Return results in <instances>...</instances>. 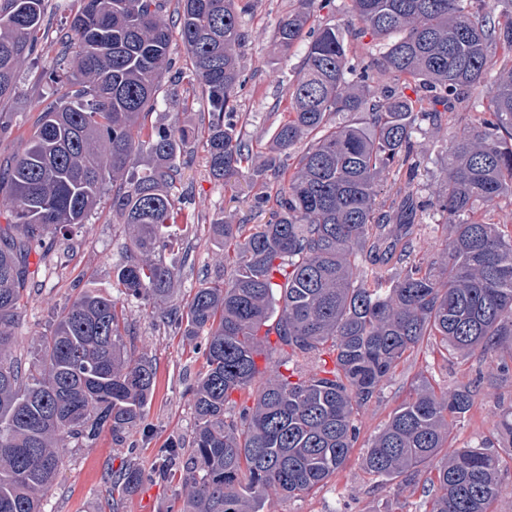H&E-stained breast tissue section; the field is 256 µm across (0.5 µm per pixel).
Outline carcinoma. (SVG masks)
<instances>
[{
  "mask_svg": "<svg viewBox=\"0 0 512 512\" xmlns=\"http://www.w3.org/2000/svg\"><path fill=\"white\" fill-rule=\"evenodd\" d=\"M178 2L191 68L174 79L187 78L207 101L209 173L261 181L253 208L272 220L211 225L231 276L197 289L173 318L181 335L203 334L207 344L191 440L170 445L159 475L178 477L190 512H264L270 494L301 498L345 469L359 410L424 337L452 352H487L512 337V226L493 220L498 202L512 199V56L498 54L512 51V13H495L489 0H347L345 27L315 23L333 0H293L276 43L288 53L309 42L288 81V118L258 161L237 131L250 0ZM166 7L80 0L45 74L59 94L0 164V208L10 213L0 225V512H42L62 466L58 438L107 431L121 442L154 395L156 367L127 355L117 300L94 285L25 364L13 328L29 253L57 228L84 223L109 181L112 212L131 228L115 274L121 293L156 304L170 292L174 267L161 253L181 232L172 188L193 131L140 124L172 68ZM46 11L47 0H0L1 101L37 54ZM492 70L488 111L464 121L462 103ZM345 112L353 120L336 121ZM423 123L449 131L444 186L426 200L412 140ZM142 153L152 164L139 171ZM429 209L453 226L438 261L416 252ZM275 353L274 374L256 384V357ZM254 385L252 404L227 418L232 395ZM476 395L475 384L439 394L421 382L374 437L362 469L406 488L431 462L424 512H492L502 490L496 452L479 445L441 455L451 422ZM143 478L135 462L120 469L107 507Z\"/></svg>",
  "mask_w": 512,
  "mask_h": 512,
  "instance_id": "obj_1",
  "label": "carcinoma"
}]
</instances>
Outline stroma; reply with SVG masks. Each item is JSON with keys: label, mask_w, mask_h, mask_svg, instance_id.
Instances as JSON below:
<instances>
[{"label": "stroma", "mask_w": 512, "mask_h": 512, "mask_svg": "<svg viewBox=\"0 0 512 512\" xmlns=\"http://www.w3.org/2000/svg\"><path fill=\"white\" fill-rule=\"evenodd\" d=\"M254 2L252 13L243 18L250 41L240 59L247 84L238 101L246 118L238 129L243 141L265 152L279 120L277 110L284 90L305 49L299 46L284 55L273 44L276 24L289 0ZM56 52L51 45L39 63H22L17 93L0 102V122L10 127L8 133H0L1 162L20 151L48 102L51 92L43 70ZM207 121L206 102L186 84H173L168 74L162 76L161 89L142 119L149 128L177 124L197 131ZM414 140L423 160L417 177L419 193L427 199L435 197L444 183L448 131L424 126L416 131ZM184 160L178 190L193 219L178 244L163 253L176 268L172 293L164 303L154 305L120 294L115 269L127 254L131 231L112 212L111 190H104L86 223L55 232L54 248L47 258L35 253L29 256V265L38 274L29 284L28 299L14 328L25 353H34L40 336L52 330L60 311L94 283L119 299L128 355L148 356L157 368L147 416L126 440L115 442L106 432L82 443L67 437L58 440L64 465L43 501L44 512H103L113 473L132 460L140 464L145 478L134 494L119 502L115 512H182L179 484L160 479L157 469L162 448L189 439L194 429L190 389L203 369L204 341L181 336L167 313L184 307L203 284L225 276L224 255L209 237L211 224L253 225L268 219L267 214L251 209L253 198L263 191L261 184L246 178L221 183L210 177L198 135L189 140ZM510 360L512 341L508 339L489 353L451 359L443 358L433 346H422L399 364L379 396L358 414L360 435L348 466L304 498L270 501V512H422L418 495L393 484L377 486L361 470L360 459L374 435L423 380L444 390L478 382L474 406L450 427L448 449L454 452L491 444L502 461V494L494 510L512 512V441L499 435L501 420L512 411V373L500 370L502 363Z\"/></svg>", "instance_id": "stroma-1"}]
</instances>
